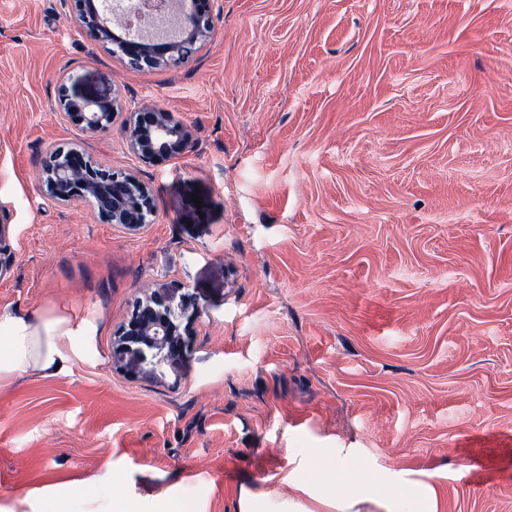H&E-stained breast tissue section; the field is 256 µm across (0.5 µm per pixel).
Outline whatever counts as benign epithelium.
Wrapping results in <instances>:
<instances>
[{"mask_svg": "<svg viewBox=\"0 0 512 512\" xmlns=\"http://www.w3.org/2000/svg\"><path fill=\"white\" fill-rule=\"evenodd\" d=\"M69 1L74 2V22L79 30L90 40L111 46V52L126 58L134 69L187 63L215 33L212 0H190L188 14L185 0H141L136 17L162 20L170 28L180 29L181 36L175 41L154 35L130 16H120L112 0H61V4ZM59 103L61 119L86 133L112 128L117 110L113 100L75 96L63 83ZM123 132L133 153L148 165L181 156L195 146L183 124L157 104L139 106ZM42 178L59 203H86L110 224L135 231L153 222L156 206L149 185L112 171L79 149L53 152L44 164ZM198 312L197 296L184 292L180 285L138 299L120 333L119 351L130 356V371L153 372L172 366L174 361L182 364L188 349L184 325Z\"/></svg>", "mask_w": 512, "mask_h": 512, "instance_id": "1", "label": "benign epithelium"}]
</instances>
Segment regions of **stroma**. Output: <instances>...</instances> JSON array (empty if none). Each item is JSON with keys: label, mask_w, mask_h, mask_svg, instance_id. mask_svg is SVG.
<instances>
[{"label": "stroma", "mask_w": 512, "mask_h": 512, "mask_svg": "<svg viewBox=\"0 0 512 512\" xmlns=\"http://www.w3.org/2000/svg\"><path fill=\"white\" fill-rule=\"evenodd\" d=\"M213 14L189 63L136 71L60 0H0V311L98 327L69 375L0 386V512H512V0ZM63 82L112 128L62 122ZM143 103L194 149L141 163ZM73 147L151 186L153 223L55 201ZM175 284L188 361L130 372L132 302Z\"/></svg>", "instance_id": "35a3bbf8"}]
</instances>
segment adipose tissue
<instances>
[{
  "instance_id": "obj_1",
  "label": "adipose tissue",
  "mask_w": 512,
  "mask_h": 512,
  "mask_svg": "<svg viewBox=\"0 0 512 512\" xmlns=\"http://www.w3.org/2000/svg\"><path fill=\"white\" fill-rule=\"evenodd\" d=\"M96 327L65 309L41 313L0 311V383L23 373L59 376L80 356L73 339L92 336Z\"/></svg>"
}]
</instances>
